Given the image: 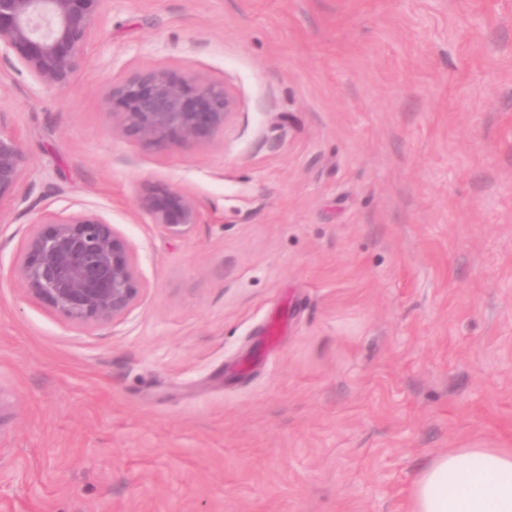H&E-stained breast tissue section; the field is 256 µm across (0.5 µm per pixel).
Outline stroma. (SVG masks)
I'll list each match as a JSON object with an SVG mask.
<instances>
[{
	"label": "stroma",
	"instance_id": "1",
	"mask_svg": "<svg viewBox=\"0 0 512 512\" xmlns=\"http://www.w3.org/2000/svg\"><path fill=\"white\" fill-rule=\"evenodd\" d=\"M69 85L0 56V512H408L451 448L512 449V0H103ZM147 67L238 99L210 142L112 127ZM191 191L172 236L134 202ZM134 247L77 326L16 259L43 207ZM24 171V158L17 136L0 128V206L17 193Z\"/></svg>",
	"mask_w": 512,
	"mask_h": 512
}]
</instances>
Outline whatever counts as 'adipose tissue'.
Instances as JSON below:
<instances>
[{"label":"adipose tissue","instance_id":"adipose-tissue-1","mask_svg":"<svg viewBox=\"0 0 512 512\" xmlns=\"http://www.w3.org/2000/svg\"><path fill=\"white\" fill-rule=\"evenodd\" d=\"M410 512H512V450L457 448L420 473Z\"/></svg>","mask_w":512,"mask_h":512}]
</instances>
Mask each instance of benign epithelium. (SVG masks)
<instances>
[{
    "mask_svg": "<svg viewBox=\"0 0 512 512\" xmlns=\"http://www.w3.org/2000/svg\"><path fill=\"white\" fill-rule=\"evenodd\" d=\"M102 0H0V54L14 53L33 78L67 86L85 63ZM112 122L123 135L165 149L206 141L236 111L223 87L161 68H147L112 86ZM24 171L17 136L0 128V204L12 200ZM148 223L173 235L200 223L193 194L148 184L135 200ZM16 261L29 295L68 321L84 325L125 318L142 289L133 246L103 214L71 203L44 208Z\"/></svg>",
    "mask_w": 512,
    "mask_h": 512,
    "instance_id": "7a95c632",
    "label": "benign epithelium"
}]
</instances>
